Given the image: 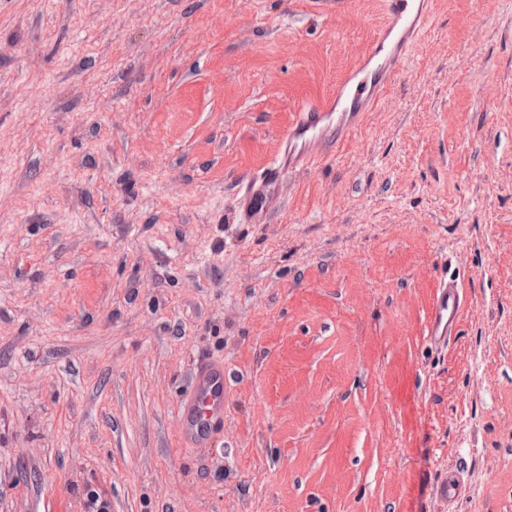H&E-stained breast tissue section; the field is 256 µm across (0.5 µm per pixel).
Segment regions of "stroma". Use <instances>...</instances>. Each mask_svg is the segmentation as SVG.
I'll return each mask as SVG.
<instances>
[{
    "mask_svg": "<svg viewBox=\"0 0 512 512\" xmlns=\"http://www.w3.org/2000/svg\"><path fill=\"white\" fill-rule=\"evenodd\" d=\"M382 22L0 0V512H512V0H433L361 128L238 221L237 183ZM446 269L470 307L440 352ZM207 354L229 417L184 448ZM229 377L224 359L201 357L193 362L188 390L178 406L182 447L205 448L224 435V395ZM462 487L457 471L448 469L437 481L434 492L444 502L456 499L461 493Z\"/></svg>",
    "mask_w": 512,
    "mask_h": 512,
    "instance_id": "obj_1",
    "label": "stroma"
}]
</instances>
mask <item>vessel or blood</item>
<instances>
[{"label": "vessel or blood", "mask_w": 512, "mask_h": 512, "mask_svg": "<svg viewBox=\"0 0 512 512\" xmlns=\"http://www.w3.org/2000/svg\"><path fill=\"white\" fill-rule=\"evenodd\" d=\"M384 24L363 61L339 79L322 101L299 105L282 134V149L262 172L239 184L236 195L246 223L258 224L271 214L286 175L314 168L332 148L362 124L427 30L431 0H383ZM467 298L458 278L441 277L427 311L424 334L446 347L458 335ZM230 372L223 360L196 359L186 394L178 406L179 441L203 448L224 434V395ZM455 470L445 471L434 492L449 502L461 493Z\"/></svg>", "instance_id": "vessel-or-blood-1"}]
</instances>
